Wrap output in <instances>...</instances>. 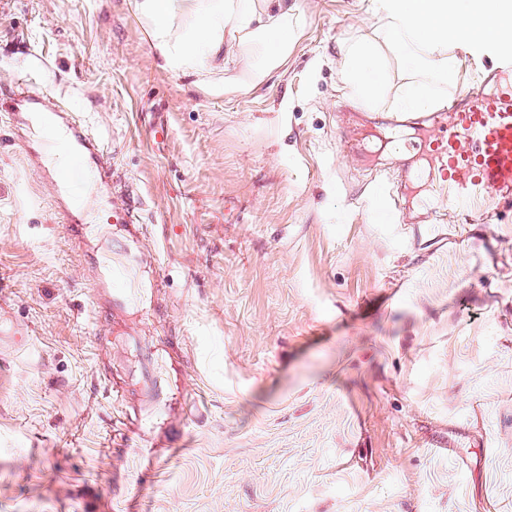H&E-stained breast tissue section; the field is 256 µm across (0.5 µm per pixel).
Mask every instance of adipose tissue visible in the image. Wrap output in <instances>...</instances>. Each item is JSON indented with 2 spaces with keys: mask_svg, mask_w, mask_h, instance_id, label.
I'll use <instances>...</instances> for the list:
<instances>
[{
  "mask_svg": "<svg viewBox=\"0 0 512 512\" xmlns=\"http://www.w3.org/2000/svg\"><path fill=\"white\" fill-rule=\"evenodd\" d=\"M160 69L191 73L209 94L263 85L292 53L306 25L298 0H136ZM370 37L340 48L351 98L378 103L399 78L397 108L426 112L457 73L452 47L512 41V0H371Z\"/></svg>",
  "mask_w": 512,
  "mask_h": 512,
  "instance_id": "ef3b65f1",
  "label": "adipose tissue"
}]
</instances>
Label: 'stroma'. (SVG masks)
<instances>
[{
  "label": "stroma",
  "mask_w": 512,
  "mask_h": 512,
  "mask_svg": "<svg viewBox=\"0 0 512 512\" xmlns=\"http://www.w3.org/2000/svg\"><path fill=\"white\" fill-rule=\"evenodd\" d=\"M298 2L287 63L214 97L135 0H0V94L68 100L139 206L62 224L0 112V512H512V210L424 208L393 95L336 65L366 5Z\"/></svg>",
  "instance_id": "stroma-1"
}]
</instances>
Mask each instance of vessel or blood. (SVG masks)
Returning <instances> with one entry per match:
<instances>
[{"instance_id":"vessel-or-blood-1","label":"vessel or blood","mask_w":512,"mask_h":512,"mask_svg":"<svg viewBox=\"0 0 512 512\" xmlns=\"http://www.w3.org/2000/svg\"><path fill=\"white\" fill-rule=\"evenodd\" d=\"M508 73L512 59L493 60L486 77L447 102L453 119L440 125L431 151L438 168L435 187L442 203L456 214L482 213V200L490 195L512 204V86L503 82ZM9 99L13 111L51 116L53 124L44 136L70 161L56 186L64 221L81 223L86 187L112 182V163L88 120L75 119L70 104L46 105L43 91L24 80L13 85Z\"/></svg>"}]
</instances>
